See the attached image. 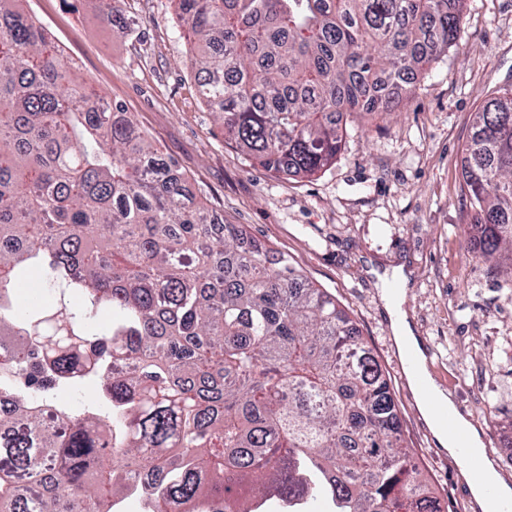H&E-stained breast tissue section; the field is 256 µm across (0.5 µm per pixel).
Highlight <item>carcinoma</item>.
Instances as JSON below:
<instances>
[{"label": "carcinoma", "mask_w": 512, "mask_h": 512, "mask_svg": "<svg viewBox=\"0 0 512 512\" xmlns=\"http://www.w3.org/2000/svg\"><path fill=\"white\" fill-rule=\"evenodd\" d=\"M19 2L0 0V512H118L120 489L145 512H447L348 314L197 200ZM173 2L225 139L303 175L336 160L344 116L400 106L464 7ZM464 191L480 255L512 258V89L475 113ZM33 269L51 309L17 298Z\"/></svg>", "instance_id": "carcinoma-1"}]
</instances>
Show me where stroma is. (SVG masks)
Segmentation results:
<instances>
[{
  "mask_svg": "<svg viewBox=\"0 0 512 512\" xmlns=\"http://www.w3.org/2000/svg\"><path fill=\"white\" fill-rule=\"evenodd\" d=\"M77 75L130 112L225 223L299 263L355 321L386 371L414 460L448 504L476 512L400 373L382 280L404 265L403 309L428 369L512 482V261H483L468 224L463 148L484 100L512 87V0H466L462 34L393 112L350 117L341 152L307 177L252 167L196 92L173 0H22ZM132 20L120 32L112 19Z\"/></svg>",
  "mask_w": 512,
  "mask_h": 512,
  "instance_id": "obj_1",
  "label": "stroma"
}]
</instances>
